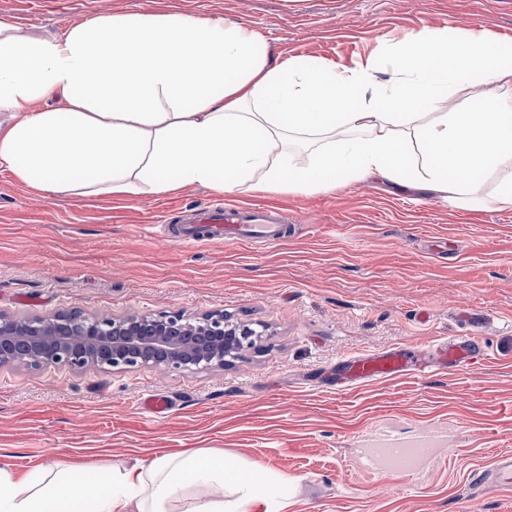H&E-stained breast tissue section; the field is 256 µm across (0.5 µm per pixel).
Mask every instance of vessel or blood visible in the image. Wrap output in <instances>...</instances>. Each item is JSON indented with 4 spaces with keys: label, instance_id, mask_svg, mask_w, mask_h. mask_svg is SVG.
<instances>
[{
    "label": "vessel or blood",
    "instance_id": "obj_1",
    "mask_svg": "<svg viewBox=\"0 0 512 512\" xmlns=\"http://www.w3.org/2000/svg\"><path fill=\"white\" fill-rule=\"evenodd\" d=\"M184 228L178 236L179 244L196 247L221 241L225 244L248 245L263 242L277 246L285 242L287 230L274 206H237L214 203L186 212ZM437 365L456 367L474 361L481 354V346L474 337L436 343ZM414 353L397 346L374 353H356L341 360L335 373L336 383L343 389H352L369 382L388 380L421 372ZM393 455L387 467L391 473H409L416 457L424 455L425 445L406 447L398 438H391ZM479 482L504 492L512 493V455H499L477 474Z\"/></svg>",
    "mask_w": 512,
    "mask_h": 512
}]
</instances>
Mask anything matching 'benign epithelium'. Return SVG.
I'll use <instances>...</instances> for the list:
<instances>
[{
  "label": "benign epithelium",
  "instance_id": "benign-epithelium-1",
  "mask_svg": "<svg viewBox=\"0 0 512 512\" xmlns=\"http://www.w3.org/2000/svg\"><path fill=\"white\" fill-rule=\"evenodd\" d=\"M260 335L248 325L229 323L222 314L198 318L181 311L118 318L58 314L34 319L0 314V366L16 362L8 349L21 340L27 348L22 361L30 365L104 371L143 366L188 371L222 368Z\"/></svg>",
  "mask_w": 512,
  "mask_h": 512
}]
</instances>
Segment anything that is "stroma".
I'll use <instances>...</instances> for the list:
<instances>
[{"label": "stroma", "instance_id": "stroma-1", "mask_svg": "<svg viewBox=\"0 0 512 512\" xmlns=\"http://www.w3.org/2000/svg\"><path fill=\"white\" fill-rule=\"evenodd\" d=\"M180 13L258 32L273 54L345 67L423 30L512 39V0H0V20L57 38L88 18ZM280 208L285 243L186 248L184 211ZM221 312L260 336L224 368L106 372L0 366V464L101 475L140 458L217 448L297 480L288 512H512L475 483L512 453V211L458 209L379 176L329 193L42 196L0 169V314L44 318ZM476 337L482 360L340 395L330 366L394 346ZM169 403L154 418L145 397ZM440 446L415 473L366 471L368 431Z\"/></svg>", "mask_w": 512, "mask_h": 512}]
</instances>
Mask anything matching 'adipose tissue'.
<instances>
[{
  "label": "adipose tissue",
  "mask_w": 512,
  "mask_h": 512,
  "mask_svg": "<svg viewBox=\"0 0 512 512\" xmlns=\"http://www.w3.org/2000/svg\"><path fill=\"white\" fill-rule=\"evenodd\" d=\"M340 70L274 58L239 22L175 13L104 15L45 39L0 20V169L49 196L327 193L378 175L468 209H512V39L419 33ZM486 95L464 112L461 86ZM56 97L54 109L41 100ZM305 142L307 165L294 158ZM493 179L491 195L482 185ZM297 481L218 449H189L72 479L50 463L0 467V512H285Z\"/></svg>",
  "instance_id": "adipose-tissue-1"
}]
</instances>
